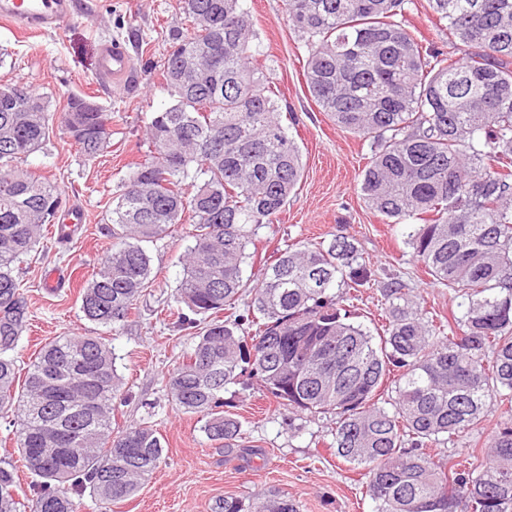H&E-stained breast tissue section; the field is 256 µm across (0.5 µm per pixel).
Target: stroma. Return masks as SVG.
<instances>
[{"label":"stroma","mask_w":512,"mask_h":512,"mask_svg":"<svg viewBox=\"0 0 512 512\" xmlns=\"http://www.w3.org/2000/svg\"><path fill=\"white\" fill-rule=\"evenodd\" d=\"M182 6V0H96L93 16L76 17L51 34L24 35L0 24V85L30 86L58 113L68 96L87 94L112 114V138L98 157H84L58 130L23 163L56 182L67 202L85 209L88 221L62 242L46 228L43 250L19 265L30 317L15 355L23 364L56 337L106 334L126 393L114 402L113 428L149 425L167 443L166 459L152 478L135 496L114 504L112 512H212L218 499L247 500L274 488L288 494L300 512H375L363 470H349L330 446L332 415L292 414L258 385L236 384L224 393V409L242 421V445L217 448L197 416L172 405L168 377L197 341L195 331L180 328L170 313L192 244L188 226L149 245L155 279L124 327L104 332L80 309L77 284L91 276L112 245L104 231L105 212L121 180L146 157L151 113L173 103L158 73L171 29H190ZM244 6L257 33L256 65L281 92V110L293 117L290 133L304 165L277 221L260 228L248 245L249 275L259 279L264 265L285 246L329 242L341 232L378 273L377 282L362 289L354 303L359 322L378 320L383 284L395 273L422 310L453 321L461 314L457 299L424 273L401 228L384 223L364 203L360 181L370 147L337 127L310 96L304 77L307 49L287 21L284 0H245ZM405 23L422 45L453 51L446 25L427 0H415ZM115 39L131 48L137 77L109 92L95 70L101 45Z\"/></svg>","instance_id":"stroma-1"}]
</instances>
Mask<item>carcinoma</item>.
<instances>
[{"label":"carcinoma","mask_w":512,"mask_h":512,"mask_svg":"<svg viewBox=\"0 0 512 512\" xmlns=\"http://www.w3.org/2000/svg\"><path fill=\"white\" fill-rule=\"evenodd\" d=\"M413 0H286L308 49V92L335 124L370 144L360 190L434 282L462 299V316L433 324L396 276L382 289L379 342L352 320L350 303L373 272L355 244L290 246L255 285L244 280L247 245L276 222L302 176L279 96L258 75L257 35L243 0H184L193 32L171 36L162 68L174 103L147 126L149 155L122 180L104 223L112 248L80 293L89 321L127 322L152 276L148 245L192 226L176 302L180 325L200 326L168 378L171 401L204 420L220 448L242 422L223 411L243 373L291 412L335 415L332 447L360 467L377 512H512V0H428L460 54L425 47L407 28ZM198 72L181 70L184 56ZM61 126L89 158L104 152L111 114L78 112ZM55 113L27 90L0 96V418L15 428L22 466L40 478L33 512H79L84 492L100 509L134 496L165 460L150 426L112 430L122 390L101 336H59L26 366L13 353L29 305L15 271L66 203L51 180L21 163L53 132ZM193 193L185 191V185ZM248 309L225 319L244 293ZM247 330V335L239 334ZM395 398L378 404L384 380ZM499 430L470 454L437 462L428 449L460 444L490 414ZM53 448L71 454L54 458ZM17 467H0V512L15 497ZM213 512H297L279 491L247 502L226 496Z\"/></svg>","instance_id":"cac0c4a2"}]
</instances>
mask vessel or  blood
I'll return each mask as SVG.
<instances>
[{"instance_id": "1", "label": "vessel or blood", "mask_w": 512, "mask_h": 512, "mask_svg": "<svg viewBox=\"0 0 512 512\" xmlns=\"http://www.w3.org/2000/svg\"><path fill=\"white\" fill-rule=\"evenodd\" d=\"M77 6L78 0H0V21L22 34L52 33L75 18ZM134 71L128 47L118 42L103 44L97 72L108 87L125 86Z\"/></svg>"}]
</instances>
